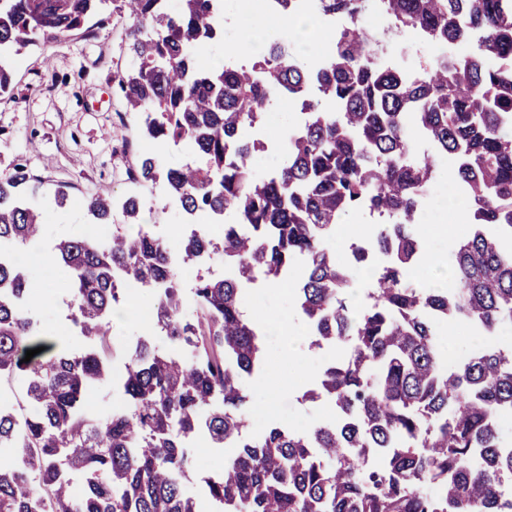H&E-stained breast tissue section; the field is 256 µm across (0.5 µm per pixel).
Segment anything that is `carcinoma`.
Listing matches in <instances>:
<instances>
[{
  "label": "carcinoma",
  "instance_id": "carcinoma-1",
  "mask_svg": "<svg viewBox=\"0 0 512 512\" xmlns=\"http://www.w3.org/2000/svg\"><path fill=\"white\" fill-rule=\"evenodd\" d=\"M103 2L0 0V94L11 87L14 56L77 31L92 35L86 25ZM119 2L136 61L119 80L123 107L140 117L144 137L193 150L177 165L144 154L128 176L175 199L185 223L209 215L224 232L218 241L183 235L174 246L120 225L106 239L57 240L72 323L90 342L74 352H53L34 313L37 285L22 265L0 262V381H19L26 396L25 413L0 412V448L16 456L0 460V512H200L183 478L186 440L201 433L226 449L224 469L203 479L214 512H512L504 494L512 448L502 445L512 350L477 348L450 371L436 341L456 319L486 336L512 325V0H315L319 17L348 19L333 48L307 65L278 39L250 67L197 62L224 40V0H181L176 14L166 0ZM380 5L387 35L362 22ZM409 31L442 47L480 38L412 77L399 63H379L380 50ZM286 96L300 102V119L280 137L277 171L260 176L251 157L266 144L249 133L264 129L266 112ZM418 134L429 149H417ZM448 154L474 224L454 249L453 286L417 288L405 276L422 252L415 214ZM41 184L25 167L0 181V245L41 237ZM112 208L92 198L90 223H108ZM363 208L381 222L356 256L385 261L355 312L345 301L349 271L326 240ZM122 209L139 223V199ZM488 224L507 237L487 235ZM215 252L232 273L199 276L186 301L180 272ZM299 259L294 295L314 344H349L319 372L341 417L252 437L245 376L262 364L264 342L243 311L241 284L262 275L282 285ZM136 283L158 290L155 330L181 359L148 335L127 352L112 341V313ZM119 357L128 408L89 414L87 394L109 385ZM373 453L384 456L382 468L367 466Z\"/></svg>",
  "mask_w": 512,
  "mask_h": 512
}]
</instances>
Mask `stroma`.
Segmentation results:
<instances>
[{
	"label": "stroma",
	"mask_w": 512,
	"mask_h": 512,
	"mask_svg": "<svg viewBox=\"0 0 512 512\" xmlns=\"http://www.w3.org/2000/svg\"><path fill=\"white\" fill-rule=\"evenodd\" d=\"M102 14L107 22L93 36L79 33L45 48L22 50L11 91L0 96V179L23 163L45 184L40 206L46 232L28 261V271L42 287L43 329L70 350L85 348L86 343L67 318L65 285L53 260L55 240L86 231L84 200L94 193L111 197L116 224L124 221V200L132 194L141 196L148 204L143 230L176 238L182 222L178 207L166 205L157 187L127 180L126 173L142 154L158 155L170 164L190 154L184 144L139 137L137 121L124 111L118 88L119 76L134 66L126 45L127 20L112 0H107ZM241 23V17H225L223 42L201 55L200 64L223 58L230 64L251 65L255 54L244 55L236 48ZM62 183L69 186L70 200L63 209L56 206L52 193ZM244 291L258 297L257 302L243 304L257 327H264L272 312L304 326L296 299L285 288L259 279L245 284ZM265 348V361L248 378V433L259 435L276 424L295 430L334 421L337 413L328 402L305 397L317 387L316 371L289 363L274 333L266 334ZM188 445L192 454L186 486L199 495L204 478L223 468L224 451L202 435L189 439Z\"/></svg>",
	"instance_id": "stroma-1"
}]
</instances>
